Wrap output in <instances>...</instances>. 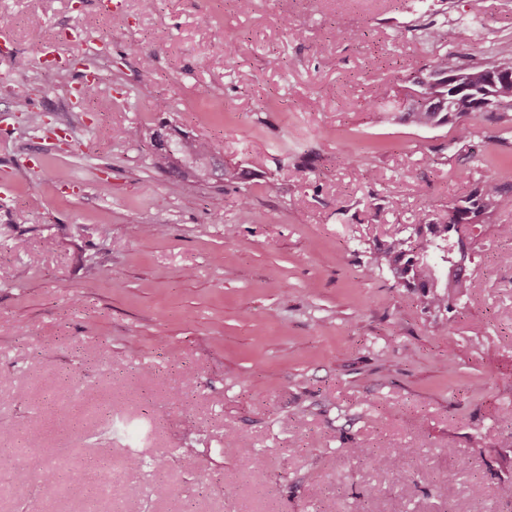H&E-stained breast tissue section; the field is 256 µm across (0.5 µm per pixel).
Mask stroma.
<instances>
[{"label":"stroma","mask_w":512,"mask_h":512,"mask_svg":"<svg viewBox=\"0 0 512 512\" xmlns=\"http://www.w3.org/2000/svg\"><path fill=\"white\" fill-rule=\"evenodd\" d=\"M64 27L75 64L46 72ZM0 31V512H512V210L485 217L447 334L366 270L418 211L512 183V110L461 140L383 116L438 54L512 53V0H0ZM163 121L246 179L154 167L125 132ZM353 448L408 450L412 476ZM82 38H83L82 32H80L74 28H69V29H65V30L61 31L58 34L57 39L55 41L48 42L40 48L39 52L41 54V57H40L41 63L46 64L48 61H50L52 59H56L57 57H60L65 61L66 65H67L68 62L70 61V58L69 57L63 58L60 56V54L57 51V43L61 42V41L76 42V41L81 40Z\"/></svg>","instance_id":"35a3bbf8"}]
</instances>
